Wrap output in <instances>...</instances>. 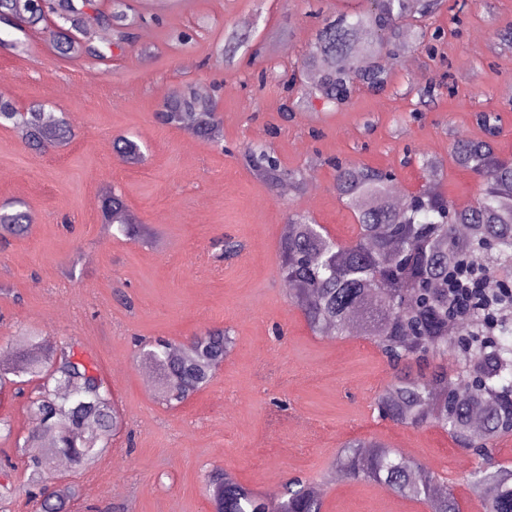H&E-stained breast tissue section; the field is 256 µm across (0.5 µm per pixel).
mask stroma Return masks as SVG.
Masks as SVG:
<instances>
[{"label":"stroma","mask_w":512,"mask_h":512,"mask_svg":"<svg viewBox=\"0 0 512 512\" xmlns=\"http://www.w3.org/2000/svg\"><path fill=\"white\" fill-rule=\"evenodd\" d=\"M461 2L442 0L422 18L424 29L444 33L435 51L387 56L385 90L359 89L339 109L312 98L294 112L282 109L284 81L320 20L358 0H129L148 22L103 61L63 56L47 32L0 23V92L64 114L74 132L37 152L0 127V206L23 202L32 218L27 235L0 249V353L25 348L34 331L75 344L114 376L130 431L92 467L55 462L79 491L76 508L210 512L203 476L218 466L271 497L302 477L320 489L324 512H425L374 482L328 480L342 445L361 437L416 459L464 512H483L469 483L478 456L440 430L380 418L375 400L393 376L386 361L363 337L314 335L279 272L294 213L339 241L357 234L334 189V161L391 171L409 195L425 181L404 157H434L444 165L439 193L464 206L480 182L453 165L450 149L456 138H483L476 113L497 116V151L512 156V50L497 45L498 30L512 26V0ZM179 31L189 42L176 40ZM233 31L253 39L228 63L219 48ZM186 83L217 100L221 145L157 120ZM431 85L434 97L421 99ZM118 134L139 140L141 163L113 156ZM249 146L271 148L304 173V186L269 189L246 165ZM110 187L150 228L144 241L105 230ZM228 237L242 249L224 260ZM217 327L235 338L222 370L184 404H162L144 377L141 343H182Z\"/></svg>","instance_id":"1"}]
</instances>
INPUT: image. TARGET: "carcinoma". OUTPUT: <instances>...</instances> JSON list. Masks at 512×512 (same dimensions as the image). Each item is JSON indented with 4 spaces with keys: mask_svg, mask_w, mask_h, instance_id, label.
Returning <instances> with one entry per match:
<instances>
[{
    "mask_svg": "<svg viewBox=\"0 0 512 512\" xmlns=\"http://www.w3.org/2000/svg\"><path fill=\"white\" fill-rule=\"evenodd\" d=\"M437 0H370V8L346 13L318 28L303 74H316L310 95L334 108L351 103L356 89L383 90L389 85L384 57L402 46L408 21L429 13ZM0 22L44 29L63 23L69 34L56 40L67 55L105 60L112 47L123 48L128 29L137 23L127 0H0ZM116 33L117 41L99 42L94 30ZM247 37L231 32L224 41L225 61L231 62ZM159 120L198 139L216 142L221 119L216 102L192 87L174 91L158 113ZM486 138H458L451 159L476 174L481 190L474 201L457 206L442 194L424 190L400 209L387 203L393 176L356 164L336 165L335 190L354 214L356 240L341 242L303 214L290 219L291 233L280 245V274L294 305L317 336H362L375 344L394 370L392 380L377 396L379 413L414 428L435 427L482 462L470 474L473 492L483 512H512V468L494 464L487 449L512 434V290L503 289L494 273L512 274V158L500 156L492 139L499 134L497 117L477 114ZM13 129L31 149L42 150L72 137L69 123L40 103L19 107L0 94V127ZM123 162L142 159L140 144L127 136L112 140ZM256 174L269 186L282 181L298 184L302 176L285 169L263 148L249 152ZM423 177L436 182L437 161L420 159ZM105 224L130 241L141 225L121 197L107 190ZM458 224L471 226L460 238ZM27 211L0 210V227L15 236L28 233ZM488 255V265L470 267L474 253ZM458 315L467 339L460 348V371H448V316ZM234 347L224 329H211L184 344L158 340L143 352V360L158 373V391L167 403L181 404L208 385L215 368ZM70 345L46 337H29L27 347L0 357V388L16 386L24 394L32 383L27 412L31 429L22 448H36L24 460L27 495L38 512H68L72 492L55 486L52 467L66 459L81 468L112 447L124 427L123 416L109 387L85 375L81 365L66 361ZM415 360L432 364L431 371L412 378L403 368ZM483 410L482 427L470 423L471 410ZM51 443L43 444V436ZM333 469L353 480H372L396 496L425 505L428 512H462L453 490L433 494L434 472L377 439L347 441ZM212 512H323L324 501L308 483L287 482L269 499L243 485L230 471L215 468L205 475Z\"/></svg>",
    "mask_w": 512,
    "mask_h": 512,
    "instance_id": "obj_1",
    "label": "carcinoma"
}]
</instances>
